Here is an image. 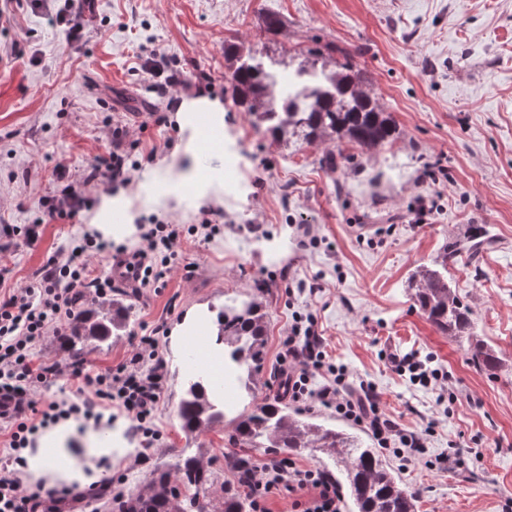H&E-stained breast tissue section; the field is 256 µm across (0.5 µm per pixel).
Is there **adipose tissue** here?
<instances>
[{
  "label": "adipose tissue",
  "mask_w": 512,
  "mask_h": 512,
  "mask_svg": "<svg viewBox=\"0 0 512 512\" xmlns=\"http://www.w3.org/2000/svg\"><path fill=\"white\" fill-rule=\"evenodd\" d=\"M200 115L207 117L213 131L223 132L224 104L220 99L203 93L182 98L176 108V121L189 133L183 152L153 170L135 196L121 190L103 195L101 214L91 220L90 232L98 233L103 241L120 244L132 237L135 220L141 213L184 206L198 209L221 201L223 166L204 170L199 164L200 127L196 118ZM114 210L122 212V223L104 222L103 214ZM133 452L121 421H97L79 414L41 429L34 446L22 450L19 470L23 480L33 485L64 484L82 489L97 482L118 459Z\"/></svg>",
  "instance_id": "1"
}]
</instances>
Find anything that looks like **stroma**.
I'll list each match as a JSON object with an SVG mask.
<instances>
[{
	"mask_svg": "<svg viewBox=\"0 0 512 512\" xmlns=\"http://www.w3.org/2000/svg\"><path fill=\"white\" fill-rule=\"evenodd\" d=\"M58 0H0V269L5 287L26 285L59 248L84 241L88 214L45 224L36 240L13 242L9 229L33 223L38 201L66 162L73 177L112 149L110 126L130 132L145 173L171 160L187 139L166 100L150 93L142 49L179 61L188 84L224 103V197L200 210L142 215L141 223L189 226L210 218L211 236L177 246L192 274L174 267L158 287L129 294L133 313L111 345L90 343L83 368L96 375L121 365L142 337L162 328L164 397L155 415L157 446L128 432L142 457L112 466L113 491L134 488L173 448L207 453L224 468L229 422L188 438L178 404L189 350L170 334L185 315H202L239 292L267 305L266 360L253 403L283 382L282 342L294 315L313 317L326 357L344 367L348 387L370 383L381 408L406 428L426 431L421 461L384 456L417 491L415 512H507L512 505V0H93L82 39L67 43L54 24ZM286 27L266 41L263 19ZM266 60L331 45L400 132L363 154L349 145L344 192L320 165L331 143L280 146L263 136L225 93L228 42ZM205 81H198V73ZM165 122L153 124L152 112ZM481 225L494 241L476 262L459 258L448 280L472 311L475 338L492 346L496 375L477 369L468 344L436 330L418 311L412 272L452 238ZM317 291H310L311 282ZM415 352L443 379L428 388L394 372L388 359Z\"/></svg>",
	"mask_w": 512,
	"mask_h": 512,
	"instance_id": "obj_1",
	"label": "stroma"
}]
</instances>
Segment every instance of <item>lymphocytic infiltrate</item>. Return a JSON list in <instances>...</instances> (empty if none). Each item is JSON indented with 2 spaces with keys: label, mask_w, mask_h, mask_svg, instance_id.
I'll use <instances>...</instances> for the list:
<instances>
[{
  "label": "lymphocytic infiltrate",
  "mask_w": 512,
  "mask_h": 512,
  "mask_svg": "<svg viewBox=\"0 0 512 512\" xmlns=\"http://www.w3.org/2000/svg\"><path fill=\"white\" fill-rule=\"evenodd\" d=\"M128 132L112 129V152L98 157L84 169L79 180H71L66 163H58L54 175L59 187L54 195L40 198L35 224L25 230L34 239L42 224L73 221L92 204L90 192L98 187L130 183L139 161L121 151ZM185 229L180 224H157L143 236L144 246L131 257L118 259L125 276L141 288L158 283L177 257L176 246ZM103 244L59 250L40 268L35 281L0 294V420H9V456L0 463V512H38L45 495L29 491L12 466L13 455L28 447L38 421H52L95 408H117L133 422L136 433L152 440L160 434L153 426L163 392V364L158 358V338L144 337L128 362L96 376L84 375L69 365L71 377L84 389L77 401H52L37 408L33 395L47 379L59 375V362H35V346L45 336L60 332L70 319L74 305L83 297L102 298L112 290V280L95 275L93 265ZM324 338L314 318L295 317L283 342L291 365L288 395L296 402H314L335 408L347 419L369 426L380 447L392 449L404 464L419 461L424 446L421 433L402 428L384 413L372 386L345 388V374L334 371L332 379L313 387L316 373L324 368ZM235 469L251 501L252 512H269L267 499L276 491L295 495L299 512H342L341 498L325 472L312 466L298 467L280 458L238 459Z\"/></svg>",
  "instance_id": "obj_1"
}]
</instances>
